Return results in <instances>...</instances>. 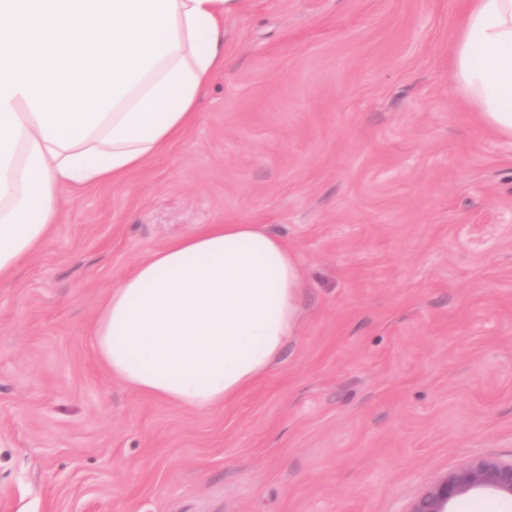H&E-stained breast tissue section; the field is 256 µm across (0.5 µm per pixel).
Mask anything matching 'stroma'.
<instances>
[{
	"label": "stroma",
	"instance_id": "35a3bbf8",
	"mask_svg": "<svg viewBox=\"0 0 512 512\" xmlns=\"http://www.w3.org/2000/svg\"><path fill=\"white\" fill-rule=\"evenodd\" d=\"M455 0H239L194 125L123 183L63 187L0 283V512H407L512 459V140L448 71ZM263 224L304 275L269 376L192 411L87 327L150 250Z\"/></svg>",
	"mask_w": 512,
	"mask_h": 512
}]
</instances>
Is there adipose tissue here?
Masks as SVG:
<instances>
[{
  "instance_id": "ef3b65f1",
  "label": "adipose tissue",
  "mask_w": 512,
  "mask_h": 512,
  "mask_svg": "<svg viewBox=\"0 0 512 512\" xmlns=\"http://www.w3.org/2000/svg\"><path fill=\"white\" fill-rule=\"evenodd\" d=\"M227 0H175L164 54L114 97L86 136L57 144L24 93L9 101L21 130L0 155V281L50 236L62 186L121 182L178 139L224 65ZM448 66L464 107L512 138V0H457ZM305 279L262 224H200L148 252L100 306L90 339L100 365L135 392L218 409L255 387L296 335Z\"/></svg>"
}]
</instances>
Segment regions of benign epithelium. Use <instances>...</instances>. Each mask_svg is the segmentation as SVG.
Returning a JSON list of instances; mask_svg holds the SVG:
<instances>
[{
	"mask_svg": "<svg viewBox=\"0 0 512 512\" xmlns=\"http://www.w3.org/2000/svg\"><path fill=\"white\" fill-rule=\"evenodd\" d=\"M488 492L512 500V460L477 457L428 484L409 512H453V503L468 494Z\"/></svg>",
	"mask_w": 512,
	"mask_h": 512,
	"instance_id": "1",
	"label": "benign epithelium"
}]
</instances>
